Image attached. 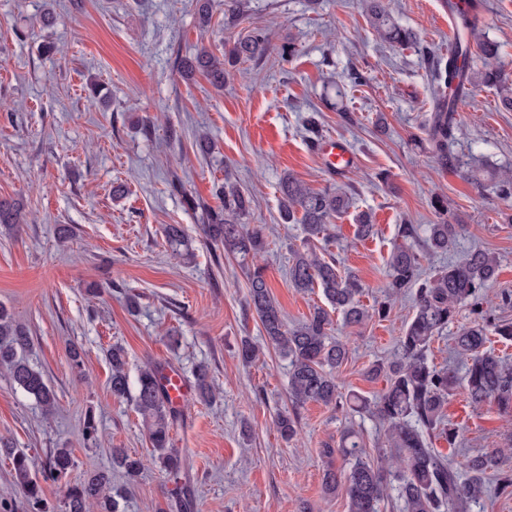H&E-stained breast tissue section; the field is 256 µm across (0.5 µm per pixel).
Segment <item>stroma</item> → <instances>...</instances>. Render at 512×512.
Listing matches in <instances>:
<instances>
[{"label":"stroma","instance_id":"1","mask_svg":"<svg viewBox=\"0 0 512 512\" xmlns=\"http://www.w3.org/2000/svg\"><path fill=\"white\" fill-rule=\"evenodd\" d=\"M387 2L420 47L381 44L365 0H246L235 28L224 24V0H214L206 27L191 0H0V200L22 215L16 228L0 224V306L28 329L24 356L57 395L54 413L44 415L0 366V439L40 464L71 448L67 480L42 483L48 512H62L68 485L97 469L126 488L120 512H172L182 488L195 512H347L343 496L322 490L323 450L350 425L367 449L377 448L383 429L319 403L292 407L288 362L247 308L244 266L204 242L199 213L187 204L219 206L214 186L224 178L253 198L248 221L264 225L267 241L258 262L291 324L323 298L288 282L304 231L279 217V180L288 171L316 190L352 191V208L332 221L333 251L362 280V303L387 300L391 311L360 327L334 319L335 337L349 348L338 372L344 391L371 399L385 385L365 372L394 357L414 311L412 293L386 299L387 259L400 225L437 222L434 196L447 198L449 223L463 227L455 260L476 247L497 256L487 301L512 321V303L501 300L512 294V203L469 179L489 164L512 170V112L498 110L495 88H477L458 114L453 151L463 165L440 167L423 138L433 108L428 58L448 55V14L442 0ZM481 2L480 36L498 44L492 64L512 76V0ZM256 26L269 30L273 45L295 43L296 54L240 64L220 90L203 76L181 77V59L203 47L223 54L225 42ZM48 43L54 52H45ZM353 68L364 84L337 97L335 82ZM313 115L323 137L351 145L356 164L348 172L328 174L309 148ZM203 134L213 145L206 153L197 145ZM360 212L376 227L364 240L354 236ZM167 224L183 227L185 255L165 243ZM245 337L258 349L250 365L238 356ZM115 344L132 373L153 362L189 380L197 364L209 367L214 401L189 395L171 434L184 459L179 480L153 463L132 399L112 395L105 354ZM74 346L82 350L78 373ZM291 409L299 432L287 442L275 419ZM447 415L463 453L502 448L512 469V416L492 402L471 406L460 389L449 394ZM90 416L99 428L93 442L82 436ZM115 448L142 459L134 481L113 467Z\"/></svg>","mask_w":512,"mask_h":512}]
</instances>
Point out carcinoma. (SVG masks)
<instances>
[{
  "mask_svg": "<svg viewBox=\"0 0 512 512\" xmlns=\"http://www.w3.org/2000/svg\"><path fill=\"white\" fill-rule=\"evenodd\" d=\"M366 14L380 41L402 48L418 42L417 36L401 27L390 14L384 0H366ZM463 37L448 52V63H432L431 79L435 85L436 111L427 125L428 141L438 162L444 166L461 164L449 151L455 141V113L448 111V96L469 91L477 86H492L498 93L501 109L512 111V83L501 70L472 60L470 39L476 24L470 15L457 18ZM270 49L266 29L256 27L237 38L222 56L202 48L183 65L186 77L203 75L213 86L224 87L227 67L255 61ZM497 197L512 202V174L488 170ZM279 213L285 223L304 226L305 239L293 251L288 277L292 287L300 290L321 289L325 305H317L303 321L290 327L269 292L264 271L257 266L248 272V309L263 329L265 339L288 359L289 389L293 406L308 402L326 406L342 403L353 413L380 420L384 440L378 454L383 464L365 458L363 440L352 427L345 429L335 448L324 449L331 460L324 471L322 486L327 495L344 493L348 512H378L390 491L397 493L403 512H470V504L483 498L486 478L492 474L497 490L512 489V472L502 467V456L493 449L481 455L447 458L431 447L434 439H444L448 448L457 445L458 431L444 413L449 392L458 387L475 407L493 401L504 413L512 412V363L487 349L489 337L512 341V321L478 312V317L460 328L453 336L454 348L465 358L464 376L448 366L438 367L428 358L431 344L458 309L483 297L496 281L499 261L484 249L470 252L461 262H450L430 276L423 272L424 262L436 254H448L455 248L462 225L448 222V201L434 198L432 206L440 221L429 224L426 236L419 239L413 224H401V243L394 246L387 263L388 295L396 296L405 288H414L415 311L403 327L399 352L395 359L370 366L366 375L375 380L385 378V387L369 401L355 394L343 398L335 371L348 360L346 344L332 336L331 314L341 316L343 324L356 327L377 316L385 318L390 307L381 302L368 309L360 303L363 284L358 276L340 269L336 255L330 250L334 235L328 233L331 219L349 210L352 196L339 188L315 190L290 173L279 182ZM222 199L213 209L197 203L201 211L202 231L207 242L223 246L224 254L238 259L242 265L256 258L266 247L264 228L249 226L245 218L251 208V197L238 185L224 178L215 188ZM166 242L174 249L185 243L179 224L163 229ZM374 234L371 216L361 213L356 218L355 235L367 238ZM29 344L27 331L0 308V364L8 369L15 388L21 390L50 414L56 407V394L44 374L32 366L23 352ZM111 366L110 388L117 398H132L142 417L153 459L165 473L179 479L182 458L172 448L171 431L179 420L177 408L170 405L161 381V368L147 363L138 370L135 383H130L125 349L115 344L107 352ZM194 388L204 401L213 396L209 369L198 365L193 373ZM276 427L282 438L293 439L298 433L297 413L277 417ZM0 449L11 457L13 483L24 492L31 512H46L42 487L34 474L33 459L0 440ZM341 459V466L332 463ZM112 464L130 479L138 476L143 462L122 448L112 449ZM74 467L72 449L56 448L44 467V478L60 482ZM112 474L107 469L90 472L79 484L67 488L64 512H117L111 495Z\"/></svg>",
  "mask_w": 512,
  "mask_h": 512,
  "instance_id": "1",
  "label": "carcinoma"
}]
</instances>
